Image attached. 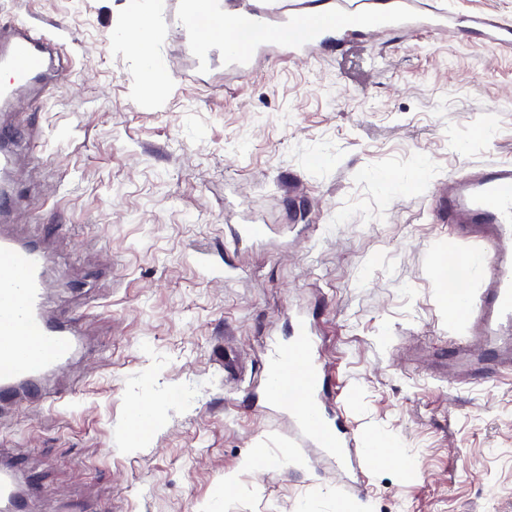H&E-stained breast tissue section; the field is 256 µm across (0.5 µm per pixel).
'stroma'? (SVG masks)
Masks as SVG:
<instances>
[{
	"label": "stroma",
	"instance_id": "stroma-1",
	"mask_svg": "<svg viewBox=\"0 0 512 512\" xmlns=\"http://www.w3.org/2000/svg\"><path fill=\"white\" fill-rule=\"evenodd\" d=\"M156 11L154 98L121 37L127 0H0V23L60 46L53 88L0 107L32 131L12 229L50 252L48 312H90L87 350L50 378L65 399L0 414L32 512H512V373L441 368L466 331L434 268L467 245L433 210L448 177L512 163V51L376 36L244 79L218 52L201 80L176 0ZM252 223L269 238L235 245ZM312 312L360 446L412 457L366 471L359 495L248 405L270 346ZM136 397L159 406L138 447Z\"/></svg>",
	"mask_w": 512,
	"mask_h": 512
}]
</instances>
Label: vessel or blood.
Masks as SVG:
<instances>
[{"label": "vessel or blood", "mask_w": 512, "mask_h": 512, "mask_svg": "<svg viewBox=\"0 0 512 512\" xmlns=\"http://www.w3.org/2000/svg\"><path fill=\"white\" fill-rule=\"evenodd\" d=\"M180 34L195 66L206 70L214 46L224 49V69L249 76L258 59L335 54L372 33L394 38L423 29L452 31L475 43L512 49V19L484 13L449 14L428 0H184ZM57 47L32 35L24 23L0 25V101L19 89L40 95L56 80ZM17 129L0 124V173L14 163ZM438 223L454 228L470 249L440 256L438 280L456 295L458 316L479 326L487 340L512 332V163H490L450 177L434 196ZM17 206L13 189H0V411L22 402H59L48 380L83 349L82 312L45 311L44 247L7 231ZM288 343L271 354L262 404L289 414L306 448L335 455L337 468L356 473L376 467L380 453L361 448L344 418L326 404L329 374L308 317L295 318ZM15 463H0V512H29V495Z\"/></svg>", "instance_id": "vessel-or-blood-1"}]
</instances>
